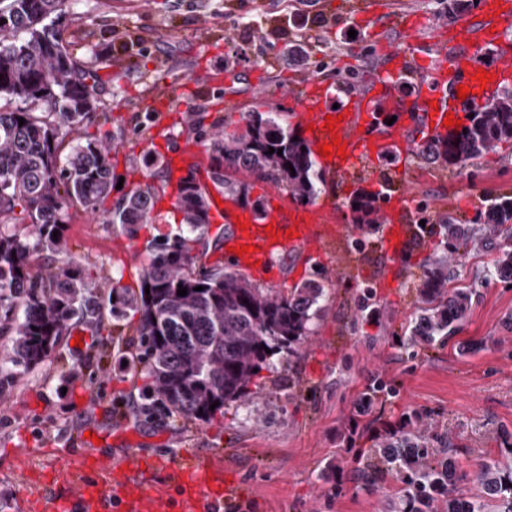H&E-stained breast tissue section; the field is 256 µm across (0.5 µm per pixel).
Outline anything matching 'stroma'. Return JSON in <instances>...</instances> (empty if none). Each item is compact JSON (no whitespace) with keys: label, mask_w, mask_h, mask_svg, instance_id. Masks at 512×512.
<instances>
[{"label":"stroma","mask_w":512,"mask_h":512,"mask_svg":"<svg viewBox=\"0 0 512 512\" xmlns=\"http://www.w3.org/2000/svg\"><path fill=\"white\" fill-rule=\"evenodd\" d=\"M348 0H70L57 28L64 43L102 79L103 107L94 123L66 136L73 146L89 136H109L115 177L124 187L151 183L165 191L162 168L146 170L147 151L164 142L168 152L195 143L207 147V132L220 126L243 129L241 113H278L283 126L302 127L297 107L282 91L305 77L331 84L333 102L361 93L382 57L367 28L355 27ZM394 15L416 14L417 37L432 38L450 25L438 0H386ZM303 42V67L288 64V47ZM180 90L182 122L159 132L150 100ZM200 132H187L186 120ZM374 177L353 187L329 175L317 198L333 207L343 229L321 259L275 260L276 276L263 288L286 290L326 277L323 312L293 356H278L249 384L245 398L230 403L208 423L171 417L166 410L132 420L129 400L147 379L119 365L131 347L111 351L110 336L75 329L80 345L63 348L51 361L0 400V512H28L39 474L75 462L85 432L104 434L99 451L113 462L127 452L171 459L210 454L249 487L242 512H389L398 482L376 475L364 486L356 467L373 446V431L424 422L435 449L453 443L460 473L472 475L486 460H502V431L512 432V283L486 280L492 256L460 249L456 263L465 284L476 290L458 332L430 345L405 336L416 303L415 282L438 243L435 233L411 235L398 270H390L381 233L368 235L363 252L350 249L356 229L346 206L354 189L393 193L407 188L412 204L429 214L447 213L474 222L487 199L512 192V143L456 173L425 165L420 152L407 160L383 156ZM68 256L100 281L114 279L138 288L148 262L145 244L175 233L170 213L142 229L137 238L113 233L79 207L65 218ZM376 289L379 320L361 319L355 297ZM391 384L370 406L360 398L375 378ZM336 472L322 477L328 464Z\"/></svg>","instance_id":"1"}]
</instances>
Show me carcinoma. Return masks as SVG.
I'll return each instance as SVG.
<instances>
[{
	"label": "carcinoma",
	"instance_id": "1",
	"mask_svg": "<svg viewBox=\"0 0 512 512\" xmlns=\"http://www.w3.org/2000/svg\"><path fill=\"white\" fill-rule=\"evenodd\" d=\"M66 2L0 0V100L26 104L0 106V336L8 337L0 347V396L59 355L74 325L100 335L136 316L137 346L126 369L146 374L150 382L134 414L149 416L163 407L207 423L244 397L247 384L274 356L297 351L322 313L324 284L311 278L285 293L259 287L230 263L194 269V246L205 245L211 202L193 175L177 184L179 233L147 241L150 261L138 289L118 283L107 288L69 260L43 273L32 271L34 254L67 252L63 216L75 203L103 214L117 235L134 238L143 225L156 222L158 196L148 183L103 208L114 186L112 144L105 139L88 138L61 158L65 136L91 122L100 102L95 72L72 55L56 28ZM439 2L456 18L474 7V0ZM469 114L465 129L426 144L425 164L460 172L512 142L511 89ZM241 120L243 132L210 136L208 173L222 194L248 202L247 185L224 175L232 168L296 201H315L325 175L310 144L283 128L274 112H247ZM271 147L282 154L269 153ZM382 200L358 190L347 202L359 225L353 250H362L364 235L380 229ZM511 224V195L488 200L474 224L441 216L439 250L416 283L410 341L431 344L449 337L468 314L475 289L451 286L459 277L454 257L461 247L495 253L485 278L512 281V250L497 242ZM181 286L187 295H177ZM358 310L369 318L379 315L373 289H363ZM454 452L448 447L444 457L429 463V435L418 428L376 437L375 460L394 470L400 483L393 512H512V464H481L472 478L478 492L467 496L459 489L465 476Z\"/></svg>",
	"mask_w": 512,
	"mask_h": 512
}]
</instances>
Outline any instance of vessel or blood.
<instances>
[{"instance_id": "vessel-or-blood-1", "label": "vessel or blood", "mask_w": 512, "mask_h": 512, "mask_svg": "<svg viewBox=\"0 0 512 512\" xmlns=\"http://www.w3.org/2000/svg\"><path fill=\"white\" fill-rule=\"evenodd\" d=\"M367 9L372 18L383 19L385 24L403 33L421 23L414 15L402 18L389 15L386 8L376 7L372 2ZM510 30L512 0H479L475 12L454 26L451 40L437 38L426 43L410 40L402 48L387 45L382 68L365 94L350 104L333 107L327 87L317 79H308L298 104L303 123L312 128L309 137L312 146L335 138L347 145L345 157L324 159V167L340 180L350 181L356 175L355 164L361 157L396 150L409 154L410 129H423L435 137L446 136L448 115L458 114L463 103L482 105L493 100L501 85L512 81V61L507 59L486 68L493 76L487 85H480L475 79L481 68L476 61L479 52L496 45ZM411 63L420 70L416 77L417 90L414 95L401 98L396 84ZM461 85L470 89L464 100L457 96ZM381 102L407 115V125L387 128L377 125L374 114ZM333 113L341 114L343 120L331 132L326 127V117ZM197 161V146L188 144L175 156L166 157L165 164L178 179L183 170L194 169ZM384 210L383 252L388 261L397 264L403 258L411 233L407 195L389 196ZM214 212L224 224L234 223L238 218L248 222V230L236 231L231 243L248 245L249 253L224 255L225 260L246 272L253 262L269 263L278 248L305 253L310 259L319 257L329 230L330 211L323 204L308 208L283 204L260 219L249 207L229 201L215 207ZM270 225L275 226V234L267 233ZM77 466L68 493L61 495L56 488L49 487L38 495L34 506L39 512H215L217 507L238 503L242 498L237 484L225 480L222 464L210 457L192 458L181 464L172 460L147 463L133 454L116 465L104 455L87 453L78 459ZM159 473L165 474L178 488L179 503H171L166 492L155 487V476Z\"/></svg>"}]
</instances>
